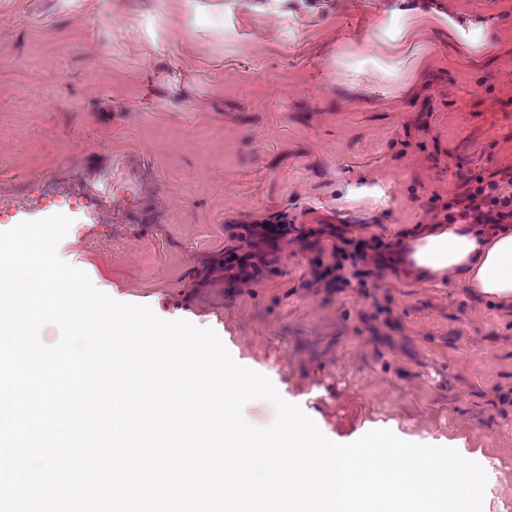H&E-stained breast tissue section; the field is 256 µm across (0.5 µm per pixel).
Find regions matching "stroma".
I'll list each match as a JSON object with an SVG mask.
<instances>
[{
  "instance_id": "1",
  "label": "stroma",
  "mask_w": 512,
  "mask_h": 512,
  "mask_svg": "<svg viewBox=\"0 0 512 512\" xmlns=\"http://www.w3.org/2000/svg\"><path fill=\"white\" fill-rule=\"evenodd\" d=\"M408 2L0 0V231L67 215L96 288L213 329L330 440L457 449L512 512L511 309L388 267L326 287L292 234L256 282L222 266L242 224L394 247L512 178V0L413 33Z\"/></svg>"
}]
</instances>
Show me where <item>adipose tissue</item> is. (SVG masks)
I'll list each match as a JSON object with an SVG mask.
<instances>
[{"label":"adipose tissue","instance_id":"ef3b65f1","mask_svg":"<svg viewBox=\"0 0 512 512\" xmlns=\"http://www.w3.org/2000/svg\"><path fill=\"white\" fill-rule=\"evenodd\" d=\"M390 261L408 279L458 284L490 305L512 308V224H422Z\"/></svg>","mask_w":512,"mask_h":512}]
</instances>
